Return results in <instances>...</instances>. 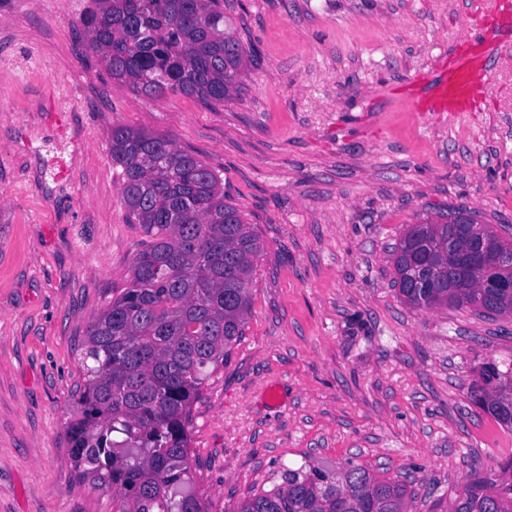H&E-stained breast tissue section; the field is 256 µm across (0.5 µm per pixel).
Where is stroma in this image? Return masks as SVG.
Returning a JSON list of instances; mask_svg holds the SVG:
<instances>
[{
  "label": "stroma",
  "mask_w": 512,
  "mask_h": 512,
  "mask_svg": "<svg viewBox=\"0 0 512 512\" xmlns=\"http://www.w3.org/2000/svg\"><path fill=\"white\" fill-rule=\"evenodd\" d=\"M490 2L226 0L255 59L210 108L113 80L79 25L90 0H0V512H113L74 480L67 427L89 325L145 240L116 124L218 171L263 247L244 334L192 406L187 478L209 512L282 466L348 459L411 479L410 512H430L512 456V431L468 398L482 362L512 363V318L410 307L390 261L405 225L441 211L512 225V56L470 111L409 103Z\"/></svg>",
  "instance_id": "stroma-1"
}]
</instances>
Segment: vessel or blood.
Wrapping results in <instances>:
<instances>
[{"mask_svg":"<svg viewBox=\"0 0 512 512\" xmlns=\"http://www.w3.org/2000/svg\"><path fill=\"white\" fill-rule=\"evenodd\" d=\"M504 48L500 30L490 27L471 50L455 52L443 76L435 83V98L429 106L430 111H465L488 73L489 61Z\"/></svg>","mask_w":512,"mask_h":512,"instance_id":"obj_1","label":"vessel or blood"}]
</instances>
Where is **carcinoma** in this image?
Listing matches in <instances>:
<instances>
[{
    "mask_svg": "<svg viewBox=\"0 0 512 512\" xmlns=\"http://www.w3.org/2000/svg\"><path fill=\"white\" fill-rule=\"evenodd\" d=\"M80 25L88 49L112 79L136 95L181 94L211 106L241 90L246 46L224 22V0H91ZM112 166L145 246L129 286L92 322L87 373L69 427L79 478L112 487L116 512H208L182 489L191 408L244 333L261 245L224 193V179L167 136L112 126ZM512 253V236L465 209L410 224L392 252L394 287L414 307H476L482 277L512 278V267L472 271L459 262L468 240ZM492 315H512V288ZM472 403L512 429V365L489 360L468 388ZM282 483L243 497L233 512H409L406 484L347 460L334 469L285 466ZM437 512H512V457L473 470Z\"/></svg>",
    "mask_w": 512,
    "mask_h": 512,
    "instance_id": "carcinoma-1",
    "label": "carcinoma"
}]
</instances>
